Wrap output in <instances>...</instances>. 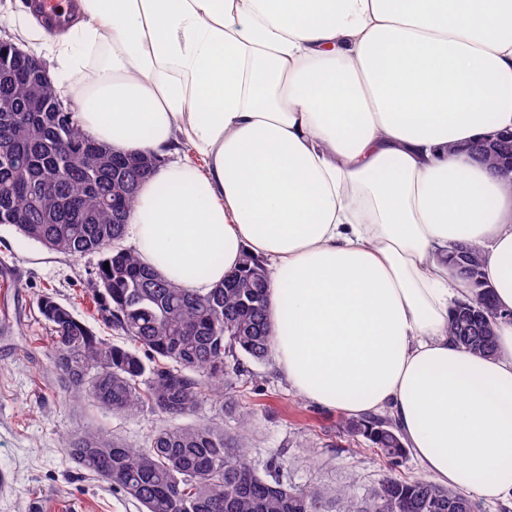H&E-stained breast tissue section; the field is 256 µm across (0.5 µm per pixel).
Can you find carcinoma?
Wrapping results in <instances>:
<instances>
[{"label": "carcinoma", "mask_w": 512, "mask_h": 512, "mask_svg": "<svg viewBox=\"0 0 512 512\" xmlns=\"http://www.w3.org/2000/svg\"><path fill=\"white\" fill-rule=\"evenodd\" d=\"M6 54L0 68V140L24 167L0 163V225L69 256L99 252L92 286L102 302L103 320L125 337L110 344L95 335L74 310L52 298L40 313L51 325L50 367L66 393L115 415L141 409L170 418L194 415L209 400L227 402L241 392L238 366L244 357L262 363L271 353L267 288L269 272L246 255L239 267L205 294L183 288L146 265L125 245L127 215L141 184L155 171L150 154H116L83 132L74 112H53L63 97L56 84L35 95L11 92L40 60ZM471 273H460L474 288L457 302L449 334L478 355L496 351L495 336H465L457 316L462 305L497 308L481 291L484 257L464 243ZM109 268H104V264ZM251 415H238L236 431L222 418L171 424L154 431L143 448L101 430L63 439L80 468L136 501L143 512H476L472 498L422 478L391 476L363 493L351 486L302 488L259 472L243 439ZM342 434L361 436L392 466L406 454L402 433L386 417H351Z\"/></svg>", "instance_id": "cac0c4a2"}]
</instances>
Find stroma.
I'll return each instance as SVG.
<instances>
[{"mask_svg":"<svg viewBox=\"0 0 512 512\" xmlns=\"http://www.w3.org/2000/svg\"><path fill=\"white\" fill-rule=\"evenodd\" d=\"M28 23L18 0H0V32L20 37L21 47L46 65L64 91H71L73 83L50 39H22ZM100 260L97 253L73 258L50 251L14 227L0 225V272L14 284L0 310V470L11 477L8 487H0V512H140L137 503L79 468L62 439L100 428L142 445L166 425V417L146 410L129 418L69 400L49 367L52 331L38 308L43 296H51L86 319L98 336L117 342L87 290ZM240 369L239 382L250 391L241 405L254 410L245 444L257 468L280 453L288 462L283 475L295 484L351 483L359 490L394 473L422 476L413 456L392 470L363 437L342 435V414L298 396L274 360L245 359Z\"/></svg>","mask_w":512,"mask_h":512,"instance_id":"35a3bbf8","label":"stroma"}]
</instances>
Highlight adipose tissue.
<instances>
[{"mask_svg":"<svg viewBox=\"0 0 512 512\" xmlns=\"http://www.w3.org/2000/svg\"><path fill=\"white\" fill-rule=\"evenodd\" d=\"M56 32L84 132L161 163L130 243L204 293L269 271L274 360L305 399L388 410L436 483L512 500V322L448 333L478 245L512 311V184L471 153L512 131V0H80ZM191 148L202 166L186 162ZM462 246L465 248L466 253L463 250L457 251V257L459 259L460 264H464L468 262V258L471 265V273L466 274L459 270L456 263V247ZM453 249V250H452ZM448 253L451 254L448 256V263L451 268L462 276L467 282L475 288L473 297L466 301H459L451 310L450 320H449V334L453 337L456 344H458L463 349L472 352L478 355H488L496 351L497 346V327L495 329V336H487L494 334L493 326L498 323V318L501 319H512V314L509 316H501L499 315L495 319L487 320L484 319L481 311L470 310L473 317L471 318L472 324L471 326H478L479 331L476 334L481 336H464L463 335V321L457 316V311L463 304L470 305L474 308H479L483 310H488L493 313L497 312V308L492 299V293L482 292L481 286L479 284L480 278L482 279L481 268L483 265L484 257L482 254V250L479 246L468 243H459L456 244ZM468 256V257H467ZM456 266V269L454 266ZM483 280V279H482ZM498 313V312H497Z\"/></svg>","mask_w":512,"mask_h":512,"instance_id":"ef3b65f1","label":"adipose tissue"}]
</instances>
